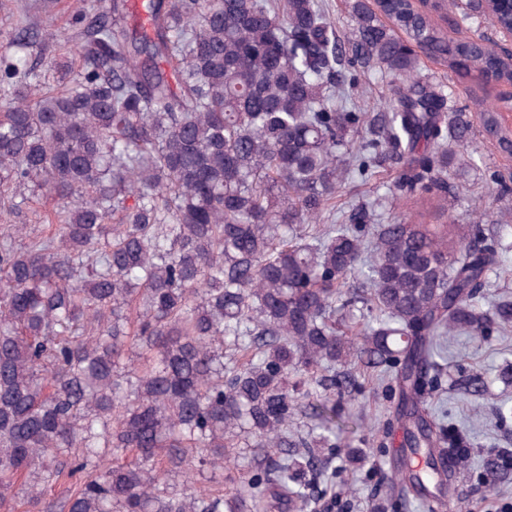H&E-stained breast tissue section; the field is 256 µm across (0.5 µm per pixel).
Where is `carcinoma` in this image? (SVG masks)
I'll return each mask as SVG.
<instances>
[{"label": "carcinoma", "instance_id": "1", "mask_svg": "<svg viewBox=\"0 0 512 512\" xmlns=\"http://www.w3.org/2000/svg\"><path fill=\"white\" fill-rule=\"evenodd\" d=\"M512 26L506 0H467ZM152 33L125 22L126 0L83 3L59 38L32 25L0 58V200L25 189L62 207L36 233L0 235V504L42 512L46 489L73 485L62 512H307L313 488L357 420L336 400L357 390L351 365L392 376L404 456L402 495L443 494L448 452L468 436L427 402L448 336L512 329V299L485 290L501 235L480 224L373 222L354 205L325 222L351 168L403 165L402 195L448 191L472 121L445 86L419 77L420 54L512 82V52L458 41L412 0L354 6L348 37L319 0H149ZM392 77L372 110L351 98L358 73ZM485 130L499 136L493 111ZM115 220L110 226L108 222ZM327 449L301 461L288 432L298 397ZM274 448L224 496L168 490L193 460ZM512 454L482 463L490 485ZM27 472L33 484L14 490Z\"/></svg>", "mask_w": 512, "mask_h": 512}]
</instances>
